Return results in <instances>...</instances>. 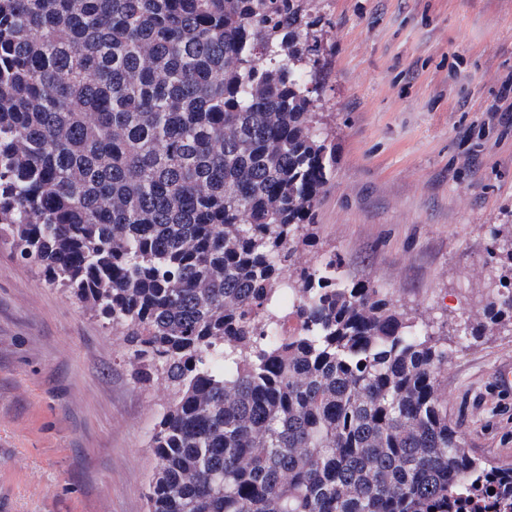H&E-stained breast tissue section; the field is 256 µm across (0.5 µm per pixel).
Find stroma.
Segmentation results:
<instances>
[{"label":"stroma","instance_id":"obj_1","mask_svg":"<svg viewBox=\"0 0 512 512\" xmlns=\"http://www.w3.org/2000/svg\"><path fill=\"white\" fill-rule=\"evenodd\" d=\"M336 170L319 249L437 322L481 320L512 227V0H313ZM448 418L512 464V324L448 338ZM159 386L110 326L0 247V512H146Z\"/></svg>","mask_w":512,"mask_h":512}]
</instances>
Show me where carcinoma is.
<instances>
[{"label": "carcinoma", "mask_w": 512, "mask_h": 512, "mask_svg": "<svg viewBox=\"0 0 512 512\" xmlns=\"http://www.w3.org/2000/svg\"><path fill=\"white\" fill-rule=\"evenodd\" d=\"M323 28L307 0H0V244L163 386L147 512H512L432 325L299 261L336 165ZM489 253L462 337L512 323V234Z\"/></svg>", "instance_id": "obj_1"}]
</instances>
